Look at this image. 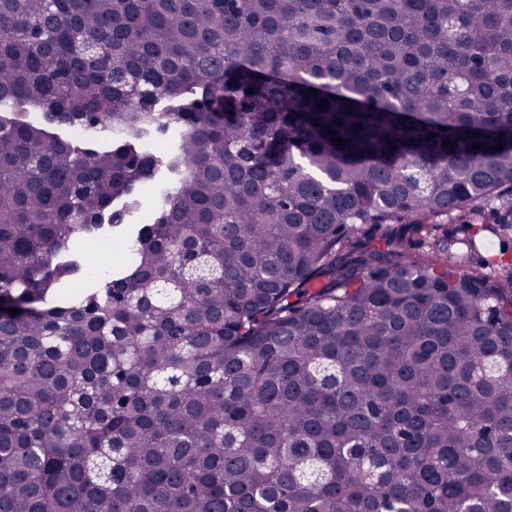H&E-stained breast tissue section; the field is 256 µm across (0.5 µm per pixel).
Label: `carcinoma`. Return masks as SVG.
<instances>
[{
	"label": "carcinoma",
	"mask_w": 512,
	"mask_h": 512,
	"mask_svg": "<svg viewBox=\"0 0 512 512\" xmlns=\"http://www.w3.org/2000/svg\"><path fill=\"white\" fill-rule=\"evenodd\" d=\"M500 207L512 0H0V512H512Z\"/></svg>",
	"instance_id": "1"
}]
</instances>
